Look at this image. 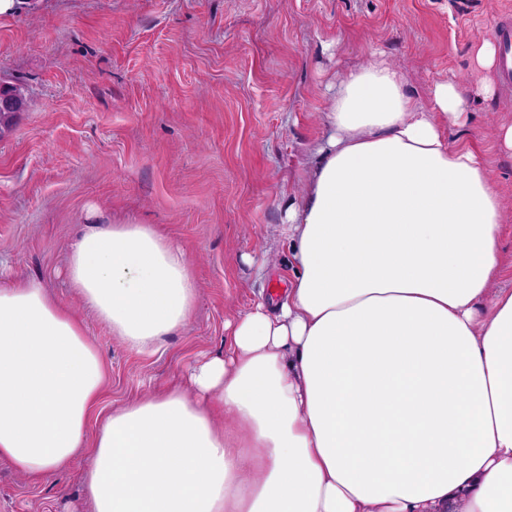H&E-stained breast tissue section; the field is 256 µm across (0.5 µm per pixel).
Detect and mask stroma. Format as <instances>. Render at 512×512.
<instances>
[{"label":"stroma","mask_w":512,"mask_h":512,"mask_svg":"<svg viewBox=\"0 0 512 512\" xmlns=\"http://www.w3.org/2000/svg\"><path fill=\"white\" fill-rule=\"evenodd\" d=\"M512 0H27L0 17V83L28 103L0 132V273L41 278L71 307L69 243L88 224H153L192 261L198 301L155 352L130 350L90 311L108 366L96 431L112 409L187 385L223 354L224 323L272 299L290 273L284 212L327 135L329 88L372 56L429 105L451 80L468 106L448 139L474 148L506 197L512 259V87L478 49ZM495 91L479 92L482 82ZM89 462L30 482L0 461V512H91Z\"/></svg>","instance_id":"stroma-1"}]
</instances>
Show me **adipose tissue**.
Returning a JSON list of instances; mask_svg holds the SVG:
<instances>
[{"mask_svg":"<svg viewBox=\"0 0 512 512\" xmlns=\"http://www.w3.org/2000/svg\"><path fill=\"white\" fill-rule=\"evenodd\" d=\"M430 107L374 59L337 81L276 308L228 321L223 355L90 416L108 370L42 279L0 280V460L38 482L80 454L93 512H512V290L493 291L504 197ZM69 288L129 349L184 328L186 250L147 224H93Z\"/></svg>","mask_w":512,"mask_h":512,"instance_id":"1","label":"adipose tissue"}]
</instances>
